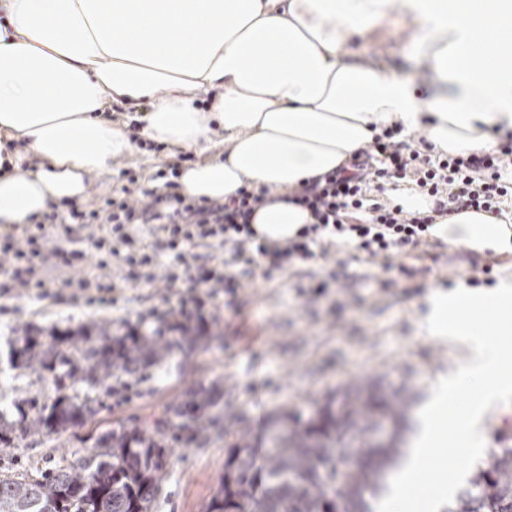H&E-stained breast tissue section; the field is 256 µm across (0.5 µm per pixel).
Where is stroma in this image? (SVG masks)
Wrapping results in <instances>:
<instances>
[{"mask_svg": "<svg viewBox=\"0 0 512 512\" xmlns=\"http://www.w3.org/2000/svg\"><path fill=\"white\" fill-rule=\"evenodd\" d=\"M415 39L410 21L394 13L365 36L350 40L346 49L384 63L404 78L426 82L430 73L414 57ZM128 132L133 153L113 162L111 172L91 176L82 197L50 206L51 218L42 227H30V235H47V248L60 250L34 273L35 279L45 281L46 294L16 284L0 297V411L9 419H18L20 411L44 399L37 374L10 363L11 345L22 326L47 333L95 320L111 323L117 333L138 324L152 329L156 323L150 311L176 307L191 289L183 279L166 283L172 263L168 255L159 257L152 281L137 283L125 280L119 257H108L107 267H99L100 254L90 243L82 245L84 261L72 260L74 245L63 217L101 210L107 198L121 197L126 190L135 198L145 189L170 196L161 171L200 159L192 150L141 144L137 125H129ZM404 262L419 268L421 291H414L413 282L396 272H383L382 260L366 259L343 245L327 256L296 263L261 290L247 286L231 301L207 302L191 320L192 327L205 333L197 347L174 350L136 394L107 398L105 408L84 425L30 437L14 448L0 447V476L24 473L40 478L48 469L89 454L102 430L134 428L193 393L215 387L224 392V434L210 435L198 445L176 442L166 449L153 507V512H207L237 430L258 427L268 413L285 409L305 420L327 396L342 395L376 377L390 391L411 388L418 403H425L439 376L463 360L459 348L425 331L420 315L427 295L445 283L458 286L481 277L488 264L493 281H512V254H479L435 236ZM82 279L87 287H79ZM319 280L329 283L324 294H297L296 284ZM102 282L113 285L107 303L98 300Z\"/></svg>", "mask_w": 512, "mask_h": 512, "instance_id": "1", "label": "stroma"}]
</instances>
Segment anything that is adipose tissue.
I'll list each match as a JSON object with an SVG mask.
<instances>
[{"instance_id": "adipose-tissue-1", "label": "adipose tissue", "mask_w": 512, "mask_h": 512, "mask_svg": "<svg viewBox=\"0 0 512 512\" xmlns=\"http://www.w3.org/2000/svg\"><path fill=\"white\" fill-rule=\"evenodd\" d=\"M0 232L80 197L132 153L108 110L129 103L147 140L208 153L180 194L226 201L270 187L251 223L283 243L311 223L303 181L349 165L378 131L423 132L432 154H480L512 131V0H0ZM433 74L405 81L347 54L391 12ZM226 149L210 156L214 127ZM34 162L19 172L25 156ZM435 234L512 252V215L460 211Z\"/></svg>"}]
</instances>
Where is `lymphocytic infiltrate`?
Returning <instances> with one entry per match:
<instances>
[{
	"label": "lymphocytic infiltrate",
	"mask_w": 512,
	"mask_h": 512,
	"mask_svg": "<svg viewBox=\"0 0 512 512\" xmlns=\"http://www.w3.org/2000/svg\"><path fill=\"white\" fill-rule=\"evenodd\" d=\"M390 179L412 181L432 198L431 210L409 212L369 195V183ZM145 196L139 206L125 197L112 198L105 212L71 213L66 231L74 238L95 221L107 224V237H95L94 244L110 247L112 255L121 258L131 282L146 278L160 254L172 253L197 288L179 301V315L187 322L205 298L221 292L237 295L245 275L274 279L296 262L316 258L324 240L350 242L367 258L386 259L427 243L439 217L467 209L500 214L502 203L512 198V133L480 155L435 158L412 149L399 130L387 129L350 167L302 186L295 201L313 221L283 244L256 239L250 220L263 194L242 189L228 201L207 204L179 196L164 209L155 191H146ZM134 224L156 225L159 235L151 246H143L130 233ZM34 243L31 236L5 234L0 239V275L27 285L36 262L49 259L48 252ZM187 244L230 247L232 269L188 263L183 253Z\"/></svg>",
	"instance_id": "f902f5d3"
}]
</instances>
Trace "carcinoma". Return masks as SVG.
Returning <instances> with one entry per match:
<instances>
[{
  "mask_svg": "<svg viewBox=\"0 0 512 512\" xmlns=\"http://www.w3.org/2000/svg\"><path fill=\"white\" fill-rule=\"evenodd\" d=\"M24 332L15 367L51 376L48 402L17 421L0 413V444L80 425L104 407L102 396L124 395L161 366L171 345L132 328L112 334L105 323ZM416 402L412 389L397 397L349 390L335 410L327 400L306 423L283 413L255 437L238 434L208 512H376L373 502L405 455V432ZM211 395L197 394L142 428H111L93 451L69 466L30 480L0 479V512H151L163 478L168 435H201L224 422ZM486 467L476 471L448 512H512V436L499 438Z\"/></svg>",
  "mask_w": 512,
  "mask_h": 512,
  "instance_id": "cac0c4a2",
  "label": "carcinoma"
}]
</instances>
